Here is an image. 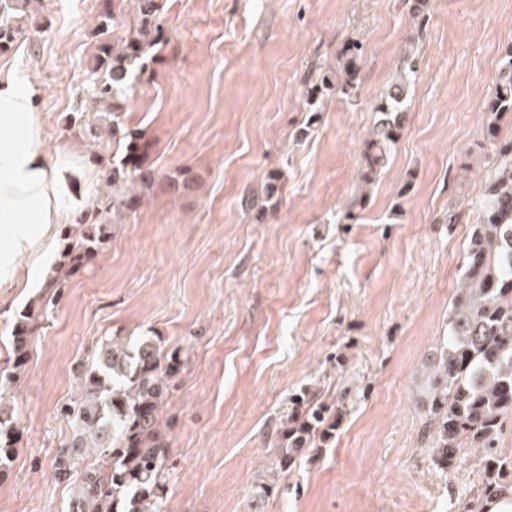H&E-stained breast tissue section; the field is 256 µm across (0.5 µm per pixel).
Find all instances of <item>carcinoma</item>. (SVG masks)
<instances>
[{"instance_id": "cac0c4a2", "label": "carcinoma", "mask_w": 512, "mask_h": 512, "mask_svg": "<svg viewBox=\"0 0 512 512\" xmlns=\"http://www.w3.org/2000/svg\"><path fill=\"white\" fill-rule=\"evenodd\" d=\"M33 0H0V54L15 48L31 18ZM139 26L114 42L108 35L111 14L98 22L92 105L112 115V160L103 165V180L112 197H97L91 224L64 235L66 261L48 282V297L103 249L108 237L106 215L138 207L160 183L157 167L147 162L149 142L119 117L127 108L136 71L159 41L156 0H136ZM415 52L402 57L399 75L376 102L368 132L359 183L368 188L385 166L403 128L411 77L417 72ZM341 90L357 88V66L349 59ZM484 138L492 158L478 221L472 225L462 260L460 286L448 313V336L427 359L419 388L424 419L421 442L431 448L435 464L446 471L466 449L480 451L483 494L512 485V463L498 454L503 420L512 415V137L501 125L512 118V43L501 54L492 97L485 106ZM28 311L14 324L13 351L17 370L27 362L29 337L39 327ZM178 371L159 344L144 337L132 344L123 336L104 342L94 364L82 373L83 391L61 409L72 433L58 449L55 479H70L73 469L90 455L99 462L85 467L75 494L79 512H163L167 436L160 429V411ZM306 406L279 433L280 465L288 467L326 434L329 409L314 397H297ZM19 440L16 419L0 409V473L12 462Z\"/></svg>"}]
</instances>
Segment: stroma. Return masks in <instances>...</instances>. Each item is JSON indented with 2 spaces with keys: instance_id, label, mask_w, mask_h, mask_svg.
Instances as JSON below:
<instances>
[{
  "instance_id": "35a3bbf8",
  "label": "stroma",
  "mask_w": 512,
  "mask_h": 512,
  "mask_svg": "<svg viewBox=\"0 0 512 512\" xmlns=\"http://www.w3.org/2000/svg\"><path fill=\"white\" fill-rule=\"evenodd\" d=\"M161 40L123 121L151 144L159 184L110 223L98 256L39 317L19 378L0 406L20 424L0 476V512H70L54 477L71 433L61 414L102 342L154 337L179 370L161 418L168 434L165 512H472L482 469L467 451L441 470L420 438L426 356L448 333L492 160L488 101L512 0H157ZM23 42L0 69L41 90L46 148L101 184L111 145L71 116L90 92L96 18L125 37L136 0H34ZM416 81L378 183L358 172L373 107L410 43ZM357 87L324 91L347 58ZM276 183L267 197V183ZM45 288H0V370L12 330ZM311 394L336 427L288 467L277 432Z\"/></svg>"
}]
</instances>
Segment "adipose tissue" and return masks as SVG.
<instances>
[{"instance_id": "ef3b65f1", "label": "adipose tissue", "mask_w": 512, "mask_h": 512, "mask_svg": "<svg viewBox=\"0 0 512 512\" xmlns=\"http://www.w3.org/2000/svg\"><path fill=\"white\" fill-rule=\"evenodd\" d=\"M38 99L34 82L0 71V286L25 258L28 279L42 277L57 228L73 221L72 172L45 148Z\"/></svg>"}]
</instances>
